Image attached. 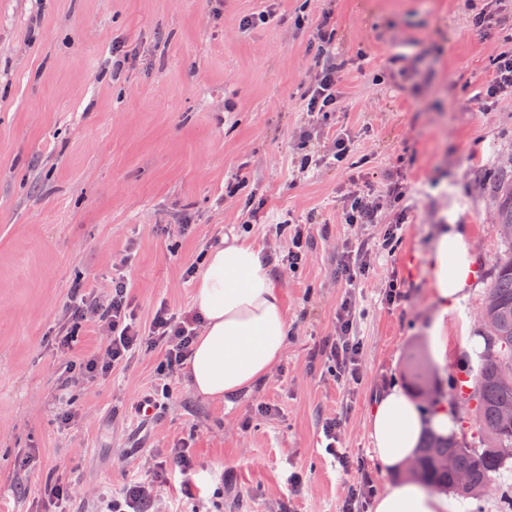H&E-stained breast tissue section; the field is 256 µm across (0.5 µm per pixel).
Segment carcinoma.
<instances>
[{
    "label": "carcinoma",
    "instance_id": "obj_1",
    "mask_svg": "<svg viewBox=\"0 0 512 512\" xmlns=\"http://www.w3.org/2000/svg\"><path fill=\"white\" fill-rule=\"evenodd\" d=\"M497 232L509 253L496 265L494 282L482 306L484 322L492 325V329L482 330L487 349L469 392L461 390L454 395L455 405H474L476 427L469 428L462 417L460 440L429 438L415 467L420 481L453 491L457 474H465L469 481L466 497L480 495L512 460V426L503 420V414L512 411V194L500 208ZM450 457L451 468L446 465Z\"/></svg>",
    "mask_w": 512,
    "mask_h": 512
}]
</instances>
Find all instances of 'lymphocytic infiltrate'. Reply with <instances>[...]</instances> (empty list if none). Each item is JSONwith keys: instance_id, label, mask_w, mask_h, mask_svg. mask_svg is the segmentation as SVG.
<instances>
[{"instance_id": "obj_1", "label": "lymphocytic infiltrate", "mask_w": 512, "mask_h": 512, "mask_svg": "<svg viewBox=\"0 0 512 512\" xmlns=\"http://www.w3.org/2000/svg\"><path fill=\"white\" fill-rule=\"evenodd\" d=\"M320 42L317 69L311 91L306 99L307 112L318 114L335 111L339 102V83L346 63L331 51L330 34L320 29L316 32ZM406 195L403 184H389L384 194L373 196L355 190L348 196V204L342 218L348 224H371L377 221L385 201L399 200ZM128 285L124 277L112 280V287L105 294H96L75 288L69 300L70 329L63 337V348H71L84 323H92L100 338L96 352L83 356L68 366V375L61 385L71 388L76 379H96L108 376L118 367L127 366L140 351L160 349L163 360L159 372L164 381L155 388L153 403L167 399L170 387L167 376L182 370L199 335V315L178 314L167 306H159L150 322H141L133 312ZM356 307L352 301H344L339 313V333L327 344L323 355L332 365L337 380L355 382L360 378L359 359L361 343L354 332ZM158 490L154 482L136 480L117 494L101 498L102 512H158Z\"/></svg>"}]
</instances>
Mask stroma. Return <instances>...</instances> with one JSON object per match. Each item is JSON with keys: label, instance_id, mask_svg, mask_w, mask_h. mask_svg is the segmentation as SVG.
Masks as SVG:
<instances>
[{"label": "stroma", "instance_id": "obj_1", "mask_svg": "<svg viewBox=\"0 0 512 512\" xmlns=\"http://www.w3.org/2000/svg\"><path fill=\"white\" fill-rule=\"evenodd\" d=\"M487 3L512 15V0H0V512H45L56 479L73 490L69 512H96L99 491H120L181 441L197 470L159 474L165 512H342L352 482L323 449L332 418L375 491L393 483L372 451L373 400L394 382L422 406L448 400L449 379L472 370L461 340L479 333L506 254L495 226L512 191V92L487 104L475 94L512 48V24L473 26ZM323 22L346 62L324 117L304 101ZM340 132L351 152L339 163L329 146ZM306 154L319 163L304 173ZM395 181L409 207L343 223L350 191L378 195ZM451 217L477 280L448 316L440 367L427 332L431 248ZM396 221L395 251H373ZM279 224L305 227L299 268L279 261ZM238 238L268 258L288 310L284 354L257 388L204 396L182 370L166 404L140 418L156 349L60 396L67 358L100 343L86 325L72 355L58 347L75 284L109 291L125 257L140 319L162 303L188 312L186 268ZM360 245L369 270L351 287L336 270ZM347 298L362 342L355 384L337 382L320 354ZM413 357L423 380L408 373ZM71 407L77 417L62 423Z\"/></svg>", "mask_w": 512, "mask_h": 512}]
</instances>
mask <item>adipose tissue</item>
I'll use <instances>...</instances> for the list:
<instances>
[{
	"mask_svg": "<svg viewBox=\"0 0 512 512\" xmlns=\"http://www.w3.org/2000/svg\"><path fill=\"white\" fill-rule=\"evenodd\" d=\"M432 259L437 314L431 347L441 365L448 353V312L468 297L475 277L462 226L442 228ZM194 304L206 323L188 362L195 390L210 397H232L262 382L284 353L288 313L261 251L243 241L210 251L196 281ZM368 427L381 465L403 473L374 499L373 512H460L457 500L423 489L404 474L426 434L456 432L457 418L447 403L421 408L394 385L377 399Z\"/></svg>",
	"mask_w": 512,
	"mask_h": 512,
	"instance_id": "obj_1",
	"label": "adipose tissue"
}]
</instances>
